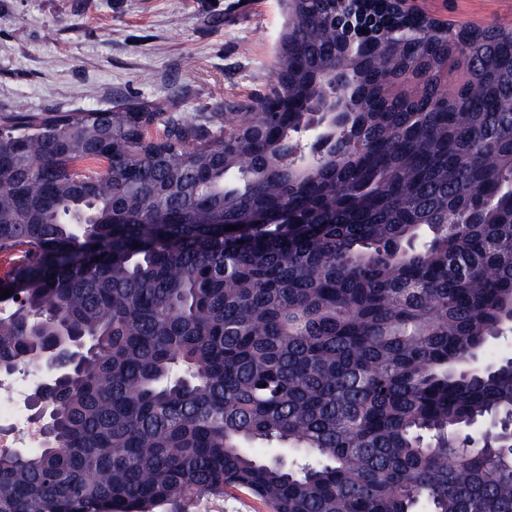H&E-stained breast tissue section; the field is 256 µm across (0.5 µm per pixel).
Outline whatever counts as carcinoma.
<instances>
[{
  "label": "carcinoma",
  "instance_id": "obj_1",
  "mask_svg": "<svg viewBox=\"0 0 512 512\" xmlns=\"http://www.w3.org/2000/svg\"><path fill=\"white\" fill-rule=\"evenodd\" d=\"M345 12L295 0L267 89L197 123L0 117V373L92 340L0 512H512V28L362 0L351 57ZM189 507V512H266L259 499L243 491L224 495V500L203 497Z\"/></svg>",
  "mask_w": 512,
  "mask_h": 512
}]
</instances>
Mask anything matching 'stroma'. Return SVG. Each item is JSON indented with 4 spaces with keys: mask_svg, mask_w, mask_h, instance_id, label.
<instances>
[{
    "mask_svg": "<svg viewBox=\"0 0 512 512\" xmlns=\"http://www.w3.org/2000/svg\"><path fill=\"white\" fill-rule=\"evenodd\" d=\"M512 27V0H417ZM288 0H0V115L146 106L190 121L273 78Z\"/></svg>",
    "mask_w": 512,
    "mask_h": 512,
    "instance_id": "obj_1",
    "label": "stroma"
}]
</instances>
